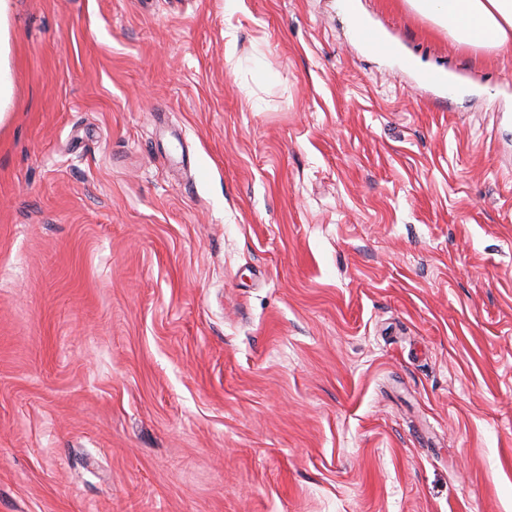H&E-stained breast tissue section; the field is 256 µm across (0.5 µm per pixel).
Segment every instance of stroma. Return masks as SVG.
Segmentation results:
<instances>
[{"mask_svg":"<svg viewBox=\"0 0 512 512\" xmlns=\"http://www.w3.org/2000/svg\"><path fill=\"white\" fill-rule=\"evenodd\" d=\"M8 26L0 512H512V52L405 0Z\"/></svg>","mask_w":512,"mask_h":512,"instance_id":"1","label":"stroma"}]
</instances>
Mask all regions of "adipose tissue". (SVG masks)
Listing matches in <instances>:
<instances>
[{"label":"adipose tissue","mask_w":512,"mask_h":512,"mask_svg":"<svg viewBox=\"0 0 512 512\" xmlns=\"http://www.w3.org/2000/svg\"><path fill=\"white\" fill-rule=\"evenodd\" d=\"M415 13L447 30L457 44L512 50V0H406Z\"/></svg>","instance_id":"adipose-tissue-1"}]
</instances>
